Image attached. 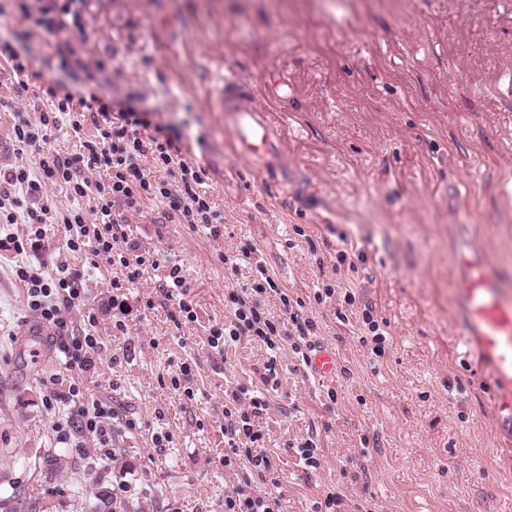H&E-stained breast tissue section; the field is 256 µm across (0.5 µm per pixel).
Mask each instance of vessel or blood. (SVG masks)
I'll list each match as a JSON object with an SVG mask.
<instances>
[{
    "instance_id": "b4317fda",
    "label": "vessel or blood",
    "mask_w": 512,
    "mask_h": 512,
    "mask_svg": "<svg viewBox=\"0 0 512 512\" xmlns=\"http://www.w3.org/2000/svg\"><path fill=\"white\" fill-rule=\"evenodd\" d=\"M211 93L232 134L238 154L246 157L273 181L294 180L281 156L286 130L265 109L255 107L251 90L242 80L216 74ZM453 303L458 329L467 351L486 376L498 447L512 458V292L506 291L486 252L475 241L457 251ZM315 375L331 376L337 369L332 348H318L311 359Z\"/></svg>"
}]
</instances>
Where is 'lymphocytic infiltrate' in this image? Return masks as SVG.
I'll use <instances>...</instances> for the list:
<instances>
[{
	"label": "lymphocytic infiltrate",
	"instance_id": "lymphocytic-infiltrate-1",
	"mask_svg": "<svg viewBox=\"0 0 512 512\" xmlns=\"http://www.w3.org/2000/svg\"><path fill=\"white\" fill-rule=\"evenodd\" d=\"M88 0H35L22 5L23 19L29 30L66 33L84 37L83 15ZM49 104H34L32 110L15 109L13 102L4 107L14 110L12 138L15 142L39 152L36 169L18 165L0 171V224H23V238H9L8 243L18 252L41 251L49 246L50 228L61 221L68 233L65 249L79 253L92 249L100 262L124 268L125 284L138 281L151 260L149 252L129 241L124 227L116 222L112 211L120 208L140 212L146 201L163 203L179 223L218 237L224 221L206 191H203V170L182 155L178 138L161 133H149L147 116L132 107L110 111L108 105L91 108L82 104V111L91 115L97 130L95 139L84 141L79 152L63 156L48 147L54 131L59 130L63 116L72 114V95H57L49 91ZM37 119H30V112ZM163 172L155 180L150 170ZM64 190L71 199L87 200L89 209L77 208L57 214L46 201L49 188ZM255 269L251 283L232 293L233 316L223 332L214 333L209 341L215 353L226 345L247 338L260 342L270 351L289 344L302 363H309L315 344L317 324L282 298L287 322H276L268 316L263 299L278 286L268 275L264 264L256 258L253 248H245L239 257L228 260L227 269L237 273L240 264ZM17 278L27 288V304L43 323L53 328L58 347L67 365L86 368L92 363L100 343L96 337L75 330L70 314L85 302V270L56 262L54 271L45 263L18 267ZM224 404V442L228 458L246 462L250 472L271 473L273 466L258 447L264 439L255 420L266 409L265 400L248 395L245 388H226ZM69 395L76 414L81 419L82 434L90 437L96 447H109L112 441V412L98 403L86 402L77 386H70ZM248 476L242 477L224 497V512H281L279 494L258 491Z\"/></svg>",
	"mask_w": 512,
	"mask_h": 512
}]
</instances>
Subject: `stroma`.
<instances>
[{"instance_id": "1", "label": "stroma", "mask_w": 512, "mask_h": 512, "mask_svg": "<svg viewBox=\"0 0 512 512\" xmlns=\"http://www.w3.org/2000/svg\"><path fill=\"white\" fill-rule=\"evenodd\" d=\"M21 2L0 0V42L35 63L22 90L0 58V99L50 88L104 103L140 96L204 169L224 227L209 239L157 202L129 217L126 233L159 267L119 290L108 265L87 280L72 320L102 341L88 370L63 364L53 336L32 335L38 318L15 267L34 256L0 247V502L224 512L241 477L224 462V385L256 389L273 357L280 387L256 423L283 512H314L332 489L342 512H512V464L497 453L488 385L466 360L452 300L461 224L512 286V0H89L82 43L27 32ZM69 50L78 63L61 68ZM219 70L285 121L294 183L273 185L233 154L209 92ZM250 243L316 321L335 375L316 377L288 348L210 347L233 285L253 275L244 264L225 278L224 258ZM175 264L195 315L179 326L159 288ZM346 278L354 305L316 302ZM367 306L387 323L380 357L348 317ZM73 384L113 411L107 461L76 430ZM309 438L315 470L297 450Z\"/></svg>"}]
</instances>
